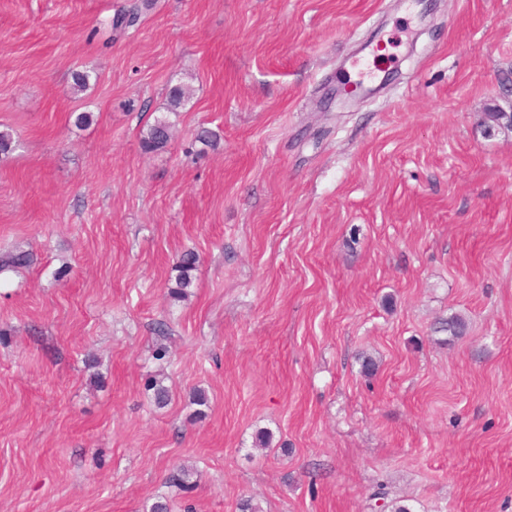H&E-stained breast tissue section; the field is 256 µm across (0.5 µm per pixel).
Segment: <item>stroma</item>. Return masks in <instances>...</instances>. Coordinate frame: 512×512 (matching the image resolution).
Segmentation results:
<instances>
[{
    "mask_svg": "<svg viewBox=\"0 0 512 512\" xmlns=\"http://www.w3.org/2000/svg\"><path fill=\"white\" fill-rule=\"evenodd\" d=\"M133 2L0 0V512H512V0ZM170 126L166 121L158 120L146 131L141 144L146 152H154L165 148L170 137ZM198 264V256L192 250L183 252L177 259L175 269L178 271L176 278V287L171 289L173 298H182L186 295L187 289L191 288L192 272L196 269Z\"/></svg>",
    "mask_w": 512,
    "mask_h": 512,
    "instance_id": "obj_1",
    "label": "stroma"
}]
</instances>
